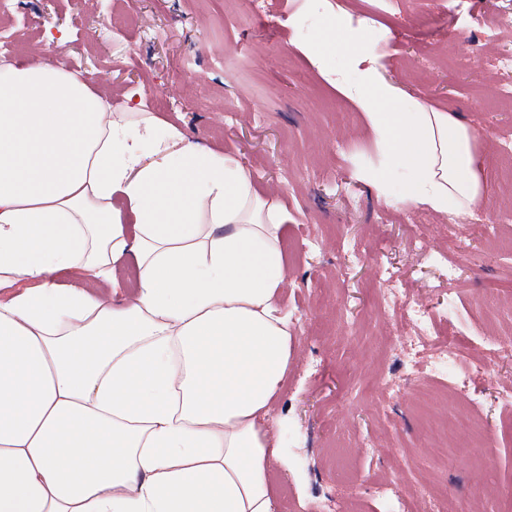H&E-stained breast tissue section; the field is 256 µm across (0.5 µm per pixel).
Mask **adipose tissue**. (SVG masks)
I'll return each instance as SVG.
<instances>
[{
    "instance_id": "1",
    "label": "adipose tissue",
    "mask_w": 512,
    "mask_h": 512,
    "mask_svg": "<svg viewBox=\"0 0 512 512\" xmlns=\"http://www.w3.org/2000/svg\"><path fill=\"white\" fill-rule=\"evenodd\" d=\"M336 43L362 65L351 96L382 155L362 179L386 200L404 171L402 201L443 214L480 202L473 132L380 80L357 33L308 53ZM59 48L49 36L0 64V512H274L288 215L233 155L113 114L54 64ZM128 255L130 298L55 279L105 278Z\"/></svg>"
}]
</instances>
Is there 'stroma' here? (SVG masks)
<instances>
[{
  "instance_id": "1",
  "label": "stroma",
  "mask_w": 512,
  "mask_h": 512,
  "mask_svg": "<svg viewBox=\"0 0 512 512\" xmlns=\"http://www.w3.org/2000/svg\"><path fill=\"white\" fill-rule=\"evenodd\" d=\"M512 21V0H16L0 26L23 28L15 51L0 62H22L45 34L61 38V57L91 89L120 105L133 94L145 111L181 130L186 141L234 155L263 196L288 212L285 249L291 271L281 301L295 327L291 367L272 404L282 458L268 473L275 506L292 512H386L382 485L411 499L410 512H433L427 493L465 494L482 512H501L512 486V411L500 412L498 389L512 384V355L471 371L467 389L480 404L490 436L456 468L433 459L446 440L429 431L418 406L437 383L427 373L429 348L407 351V377L392 338L410 329L406 314H377V293L399 289L403 300L443 313L463 306V349L481 353L487 333L512 334V321L487 319L486 288L512 311V180L498 150L512 137V37L486 35L480 20ZM339 23L383 54L379 75L407 95L448 112L476 134L484 164L485 200L463 216L399 201L361 180L377 146L356 104L337 80L356 83L351 56L329 49L316 64L304 49ZM458 267L449 280L447 262ZM133 259L114 266L113 283L57 272L65 287L108 296L135 289L124 275ZM376 374L395 389L372 391Z\"/></svg>"
}]
</instances>
